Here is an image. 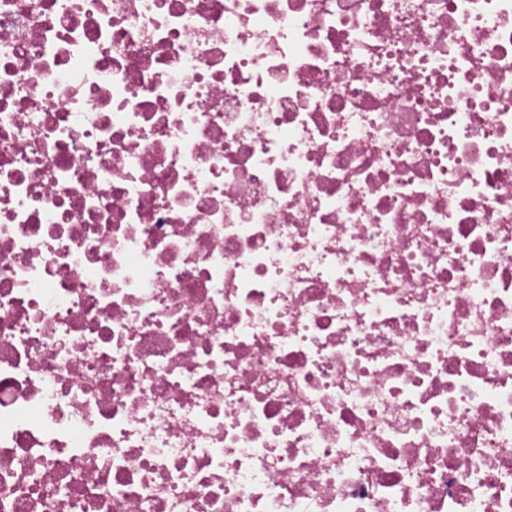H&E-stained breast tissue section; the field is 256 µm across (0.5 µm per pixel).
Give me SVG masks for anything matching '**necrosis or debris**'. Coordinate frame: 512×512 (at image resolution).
<instances>
[{
  "instance_id": "4bbe7bcc",
  "label": "necrosis or debris",
  "mask_w": 512,
  "mask_h": 512,
  "mask_svg": "<svg viewBox=\"0 0 512 512\" xmlns=\"http://www.w3.org/2000/svg\"><path fill=\"white\" fill-rule=\"evenodd\" d=\"M0 512H512V0H0Z\"/></svg>"
}]
</instances>
